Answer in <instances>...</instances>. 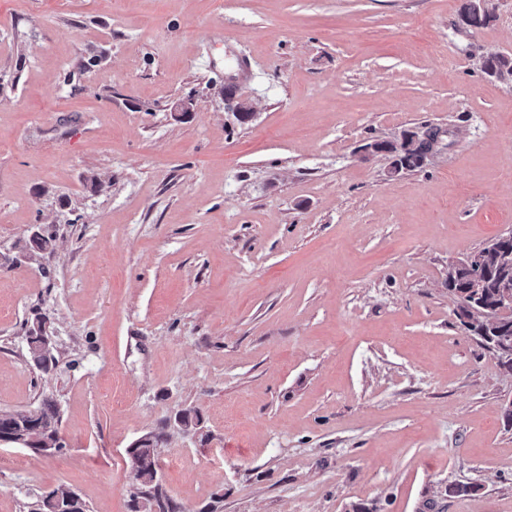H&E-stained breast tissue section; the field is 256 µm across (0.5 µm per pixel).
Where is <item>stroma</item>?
Here are the masks:
<instances>
[{
    "label": "stroma",
    "mask_w": 512,
    "mask_h": 512,
    "mask_svg": "<svg viewBox=\"0 0 512 512\" xmlns=\"http://www.w3.org/2000/svg\"><path fill=\"white\" fill-rule=\"evenodd\" d=\"M464 2L0 0V411L53 397L64 444L0 445V512H156L149 434L177 512H512V374L448 294L512 230V0ZM431 130L432 133L430 136H428L427 138L420 139L416 143L408 141L407 143L402 144L400 149H398L395 145L390 146V154L394 157L393 153H397L400 158L399 161L401 164V170H414L422 166V156L426 152V150L429 149L432 140L439 131L438 129ZM438 141L439 135L433 142L431 149L425 153L423 164L425 163L429 153L432 152L434 147L437 145ZM53 241L52 235L35 232L29 239L28 260L40 262L46 255H51L54 252ZM47 318L41 314L35 315L30 325L26 323V340L29 347V355L32 365L40 372L47 374L51 367L46 365V357L44 355V344L48 340L46 330ZM159 440V436H145L137 441L132 448H129L128 454L137 495L142 494L149 500H154L159 512H173L174 505L164 499L159 492L157 470L153 464V456ZM144 488H148V491H142ZM151 489L154 490L153 495H151ZM70 493L71 489L66 487L57 488L51 491L48 494L58 496V498L53 499L48 494L45 497L42 496L40 500L37 501V504L35 505L36 508L33 510V512H86V505L79 495L78 506L73 510L65 509L67 501L71 497ZM61 508H63V510H60Z\"/></svg>",
    "instance_id": "35a3bbf8"
}]
</instances>
